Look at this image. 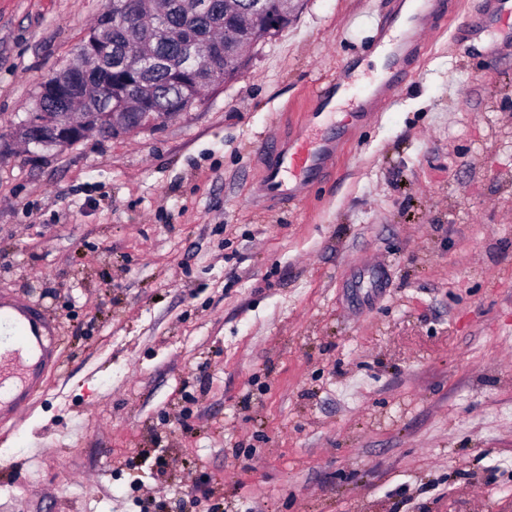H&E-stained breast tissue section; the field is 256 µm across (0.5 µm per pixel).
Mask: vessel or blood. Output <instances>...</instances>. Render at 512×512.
Masks as SVG:
<instances>
[{"label": "vessel or blood", "instance_id": "1", "mask_svg": "<svg viewBox=\"0 0 512 512\" xmlns=\"http://www.w3.org/2000/svg\"><path fill=\"white\" fill-rule=\"evenodd\" d=\"M451 7L450 0H393L390 15L379 19L370 46L386 55L390 91L399 89L408 76L409 58L421 52L420 32L431 19L446 15ZM354 77L352 66H338L318 89L307 114L314 136H300L286 146L273 147V159L262 178L264 198L302 200L306 185L321 175L345 129L371 113L378 90L371 86L354 89ZM346 93L351 96L352 110L343 128L326 127L328 115L336 108V98ZM59 336L58 321L36 303L0 295V422L10 418L21 405L30 403L49 369L60 365Z\"/></svg>", "mask_w": 512, "mask_h": 512}]
</instances>
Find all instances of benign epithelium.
Wrapping results in <instances>:
<instances>
[{"label": "benign epithelium", "instance_id": "7a95c632", "mask_svg": "<svg viewBox=\"0 0 512 512\" xmlns=\"http://www.w3.org/2000/svg\"><path fill=\"white\" fill-rule=\"evenodd\" d=\"M256 18L259 24L272 29L288 26L293 20L289 0H279L274 10L258 12ZM80 53L83 56L102 58L109 54V45L102 39L91 36L83 42ZM185 53L188 56V63L180 71V79L183 81L197 77L203 66L222 77L225 71L235 64L233 56L224 52L221 46L189 42L185 46ZM97 80H106V75L73 67L66 81H48L42 89L41 96L52 100L59 107V111H45L42 100L39 99L33 111L27 113V116L18 122L17 127L27 130L33 143L41 149H63L76 145L92 133L110 137L114 131H138L161 126L159 113L153 111L147 101L141 102L138 112H90L84 126L74 125L63 109L72 97L83 95L88 86Z\"/></svg>", "mask_w": 512, "mask_h": 512}]
</instances>
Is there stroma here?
<instances>
[{
  "label": "stroma",
  "mask_w": 512,
  "mask_h": 512,
  "mask_svg": "<svg viewBox=\"0 0 512 512\" xmlns=\"http://www.w3.org/2000/svg\"><path fill=\"white\" fill-rule=\"evenodd\" d=\"M389 2L298 0L189 111L38 150L12 129L108 0H0V295L62 349L0 512H512V21L461 0L301 204H249Z\"/></svg>",
  "instance_id": "obj_1"
}]
</instances>
